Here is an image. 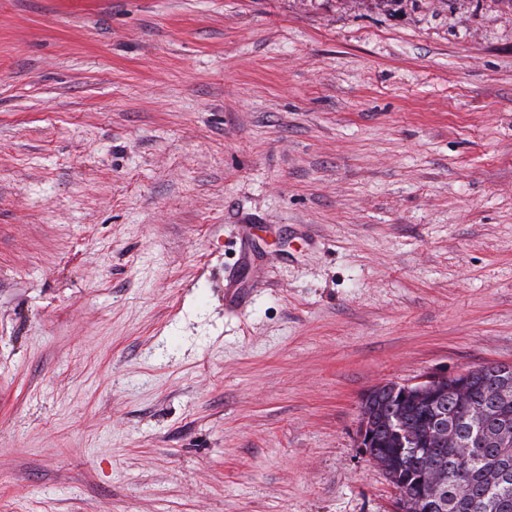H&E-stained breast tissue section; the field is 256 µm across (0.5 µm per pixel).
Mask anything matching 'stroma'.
<instances>
[{"instance_id": "1", "label": "stroma", "mask_w": 512, "mask_h": 512, "mask_svg": "<svg viewBox=\"0 0 512 512\" xmlns=\"http://www.w3.org/2000/svg\"><path fill=\"white\" fill-rule=\"evenodd\" d=\"M487 363L506 0H0V512H393L362 395Z\"/></svg>"}]
</instances>
